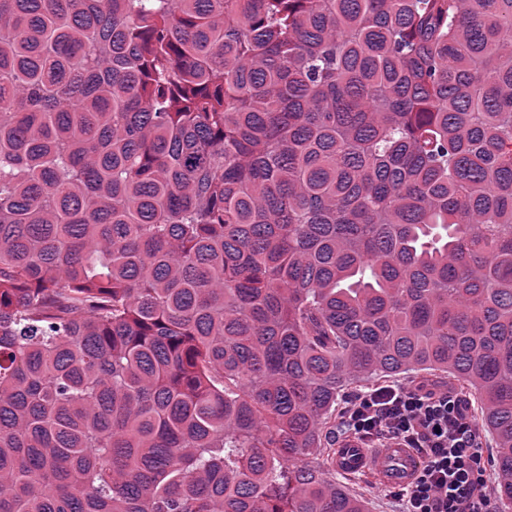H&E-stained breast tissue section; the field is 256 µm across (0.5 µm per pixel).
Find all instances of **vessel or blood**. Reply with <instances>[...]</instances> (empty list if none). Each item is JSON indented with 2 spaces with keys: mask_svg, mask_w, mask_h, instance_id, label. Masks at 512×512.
<instances>
[{
  "mask_svg": "<svg viewBox=\"0 0 512 512\" xmlns=\"http://www.w3.org/2000/svg\"><path fill=\"white\" fill-rule=\"evenodd\" d=\"M335 467L343 473L365 472L380 485L406 487L420 469V458L413 449L396 442L368 450L356 446L336 451Z\"/></svg>",
  "mask_w": 512,
  "mask_h": 512,
  "instance_id": "obj_1",
  "label": "vessel or blood"
}]
</instances>
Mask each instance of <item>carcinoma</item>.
Instances as JSON below:
<instances>
[{
    "label": "carcinoma",
    "mask_w": 512,
    "mask_h": 512,
    "mask_svg": "<svg viewBox=\"0 0 512 512\" xmlns=\"http://www.w3.org/2000/svg\"><path fill=\"white\" fill-rule=\"evenodd\" d=\"M422 372L512 512V0H0V512H366Z\"/></svg>",
    "instance_id": "1"
}]
</instances>
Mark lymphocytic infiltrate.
<instances>
[{"mask_svg":"<svg viewBox=\"0 0 512 512\" xmlns=\"http://www.w3.org/2000/svg\"><path fill=\"white\" fill-rule=\"evenodd\" d=\"M358 444L394 440L423 463L398 494L400 512H492L481 435L457 393L425 383H389L349 401L342 420Z\"/></svg>","mask_w":512,"mask_h":512,"instance_id":"f902f5d3","label":"lymphocytic infiltrate"}]
</instances>
